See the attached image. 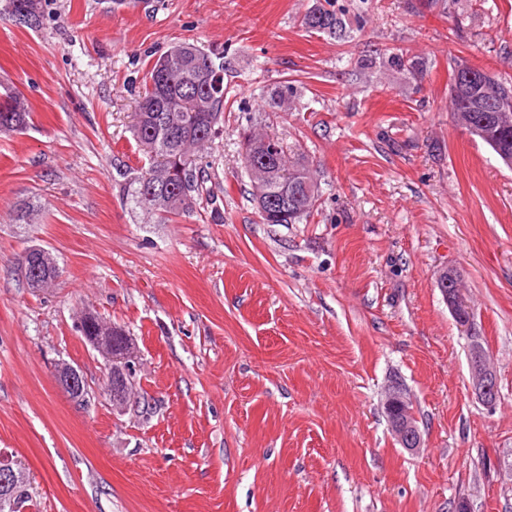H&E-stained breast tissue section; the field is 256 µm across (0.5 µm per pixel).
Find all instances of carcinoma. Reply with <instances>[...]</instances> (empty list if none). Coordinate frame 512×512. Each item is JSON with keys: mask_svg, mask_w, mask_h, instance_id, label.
I'll use <instances>...</instances> for the list:
<instances>
[{"mask_svg": "<svg viewBox=\"0 0 512 512\" xmlns=\"http://www.w3.org/2000/svg\"><path fill=\"white\" fill-rule=\"evenodd\" d=\"M3 11L10 17H20V23L37 28L42 23V0H5ZM304 25L317 32L343 36L346 24L332 6L331 0L309 11ZM204 67L213 73H224V64L216 62L213 53L193 43H181L171 48L150 67L143 92L137 105L133 136L141 150L149 155L152 163L126 184L124 194L129 204L166 224L192 211L194 193L200 183L194 176V154L201 150L219 131L225 105L224 87L205 85L196 80L197 69ZM450 84L458 90L457 97L449 100V111L468 112L482 120L485 112L500 113L499 120L504 134L499 138L482 139L492 151L512 153V102H505L499 95V82L488 74L478 83L462 82L451 75ZM212 98L215 111L213 119L195 111L197 103ZM30 120L24 96L13 89L0 93V134H7L26 127ZM259 152L268 157L265 191L275 195L281 182L291 183L293 207L297 214L291 219L296 224L309 217L319 197L317 183L302 164H290L288 146L275 135H247L243 138L241 160L249 167L250 154ZM38 260L40 277L27 281L33 289H42L59 276V267L51 253L35 245L26 248ZM83 336H106L108 340L98 351L108 358H121L127 351L128 338L122 329L107 324L92 315L83 317L80 327ZM28 502L27 481L15 488L12 504L6 512H20Z\"/></svg>", "mask_w": 512, "mask_h": 512, "instance_id": "cac0c4a2", "label": "carcinoma"}]
</instances>
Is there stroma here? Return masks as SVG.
<instances>
[{
  "label": "stroma",
  "mask_w": 512,
  "mask_h": 512,
  "mask_svg": "<svg viewBox=\"0 0 512 512\" xmlns=\"http://www.w3.org/2000/svg\"><path fill=\"white\" fill-rule=\"evenodd\" d=\"M114 2L46 0L36 29L0 15V85L31 109L0 134V451L29 475L24 512H512V169L448 111L457 63L512 83V0H338L342 39L304 26L321 0ZM183 42L223 57L228 103L192 212L153 224L123 192L150 163L131 127L150 64ZM286 83L289 111L270 108ZM249 129L311 170L307 221L262 223ZM32 244L59 266L43 291L15 269ZM88 312L135 347L126 411L77 329ZM395 384L415 454L384 413ZM470 366L473 375V392L482 402L493 404L497 398V376L489 366L487 354L479 344L472 346ZM56 380L67 393L70 391L75 396H83L88 392L83 374L77 367L70 364H63L57 368ZM68 394L70 395V393ZM402 399L408 400L405 390L400 385L393 386L385 400L388 421L402 447L410 452H417L422 445L421 432L415 416L411 413L401 415L397 412V405Z\"/></svg>",
  "instance_id": "1"
}]
</instances>
